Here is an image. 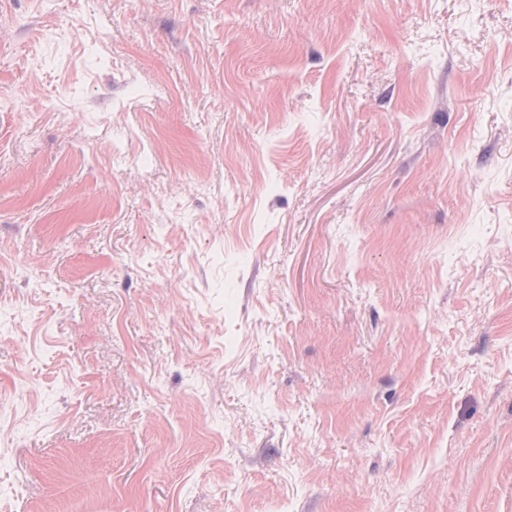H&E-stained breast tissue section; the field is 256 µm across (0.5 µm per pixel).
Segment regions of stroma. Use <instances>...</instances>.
Instances as JSON below:
<instances>
[{"instance_id":"35a3bbf8","label":"stroma","mask_w":512,"mask_h":512,"mask_svg":"<svg viewBox=\"0 0 512 512\" xmlns=\"http://www.w3.org/2000/svg\"><path fill=\"white\" fill-rule=\"evenodd\" d=\"M512 512V0H0V512Z\"/></svg>"}]
</instances>
